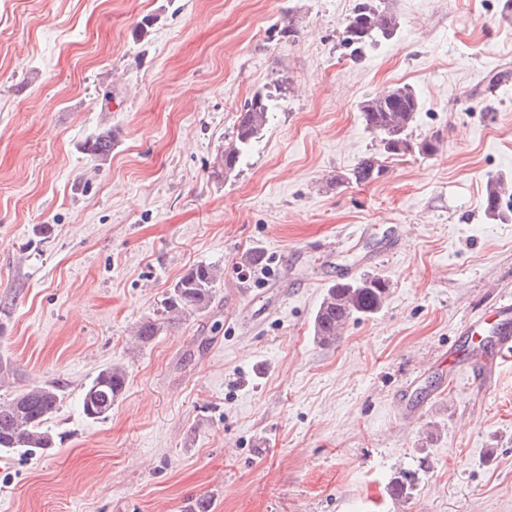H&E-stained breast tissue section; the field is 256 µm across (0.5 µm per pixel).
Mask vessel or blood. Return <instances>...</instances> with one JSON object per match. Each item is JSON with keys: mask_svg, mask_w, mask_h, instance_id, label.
<instances>
[{"mask_svg": "<svg viewBox=\"0 0 512 512\" xmlns=\"http://www.w3.org/2000/svg\"><path fill=\"white\" fill-rule=\"evenodd\" d=\"M461 333L468 338L467 346L449 355V375H456V364L465 361L470 383L479 389L494 385L501 362L512 358V298L502 297L483 315L466 318Z\"/></svg>", "mask_w": 512, "mask_h": 512, "instance_id": "obj_1", "label": "vessel or blood"}]
</instances>
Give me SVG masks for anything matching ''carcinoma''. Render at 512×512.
<instances>
[{"label":"carcinoma","instance_id":"1","mask_svg":"<svg viewBox=\"0 0 512 512\" xmlns=\"http://www.w3.org/2000/svg\"><path fill=\"white\" fill-rule=\"evenodd\" d=\"M399 21L382 6V0H361L342 28L341 45L345 53L358 60L383 40L396 35ZM420 109L419 98L409 87L393 86L364 100L361 117L367 130L379 138L381 152L363 158L352 169L349 180L365 183L379 178L385 160L408 153L431 155L438 149L432 136L421 140L411 138V127ZM268 96L256 93L238 116L235 140L224 148L219 168L224 178L232 176L243 155L265 129L269 121ZM112 150V130H105L88 144L87 151L99 161L108 159ZM512 203L508 185L491 178L484 187V210L490 219L504 216V207ZM220 281L219 269L198 264L182 275L170 289L160 317L147 319L137 326L135 339L150 342L164 325L192 313L205 310L212 301L214 288ZM388 292L384 281L361 277L330 285L315 312L313 336L322 344L336 340L334 329L352 318L369 317L383 306ZM126 387L125 369L110 365L98 371L82 391V411L86 418L99 420L112 413V407ZM62 401L59 386L45 384L26 388L7 399L0 398V451L36 455L57 447V435L48 420Z\"/></svg>","mask_w":512,"mask_h":512}]
</instances>
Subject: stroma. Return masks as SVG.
Returning a JSON list of instances; mask_svg holds the SVG:
<instances>
[{
  "instance_id": "obj_1",
  "label": "stroma",
  "mask_w": 512,
  "mask_h": 512,
  "mask_svg": "<svg viewBox=\"0 0 512 512\" xmlns=\"http://www.w3.org/2000/svg\"><path fill=\"white\" fill-rule=\"evenodd\" d=\"M356 2L0 0V396L63 391L61 444L12 456L0 512H512V364L487 390L439 367L466 316L512 296V215L483 207L512 181V18L383 0L398 32L354 60ZM402 84L438 151L345 182L379 150L361 102ZM259 91L269 123L223 179ZM201 263L224 272L210 306L132 347ZM340 270L388 293L324 345ZM117 363L124 394L87 419L84 384ZM510 202V210H512V194L510 198L508 185L501 179L491 178L484 187V210L489 219L496 220L504 216V207L508 208Z\"/></svg>"
}]
</instances>
